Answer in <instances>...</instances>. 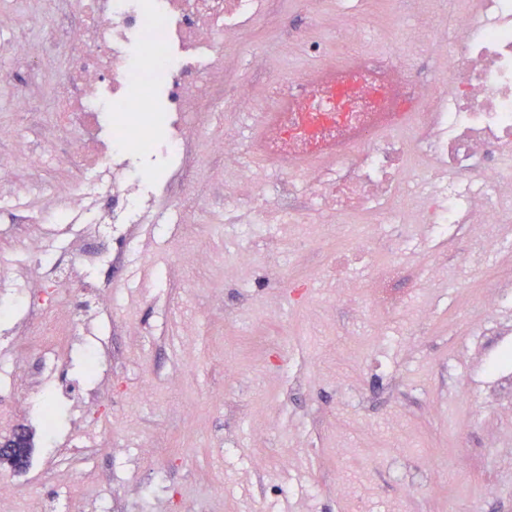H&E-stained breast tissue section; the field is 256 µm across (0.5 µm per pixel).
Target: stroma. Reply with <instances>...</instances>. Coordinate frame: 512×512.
Listing matches in <instances>:
<instances>
[{
  "label": "stroma",
  "mask_w": 512,
  "mask_h": 512,
  "mask_svg": "<svg viewBox=\"0 0 512 512\" xmlns=\"http://www.w3.org/2000/svg\"><path fill=\"white\" fill-rule=\"evenodd\" d=\"M40 34L35 18L0 12V77L28 75L5 41L35 46ZM166 135L149 132L152 148L135 161L154 178L125 224L113 223L108 194L80 220L57 223V190L73 178L64 165L49 163L39 194H27L26 157L47 150L46 126L0 145L26 194L23 210L0 205V366L15 361L27 304L46 297L51 270L33 261L38 244L76 264L108 236L112 258L85 286L120 290L112 314L86 302L66 365L34 355L23 367L35 388L0 383V416L11 418L0 439L21 425L32 432L29 466L0 465L17 508L41 500L47 512H70L58 493L86 489V457L111 477L95 493L114 512H512V389L487 368L512 348V251L486 244L475 224L443 240L425 224L360 221L340 225L326 253L311 252L297 225L253 234L225 221L221 161L197 185L212 215L168 224L164 205L183 175ZM358 236L370 261L345 258ZM393 245L408 264L440 259L447 280L398 289L402 312L371 303L364 288L334 303L340 279ZM190 252L209 260L190 263ZM275 267L287 287L271 285ZM495 291L504 299L492 308ZM146 382L149 401L139 396ZM90 410L102 432L87 454L73 436Z\"/></svg>",
  "instance_id": "35a3bbf8"
}]
</instances>
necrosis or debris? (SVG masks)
<instances>
[{
  "mask_svg": "<svg viewBox=\"0 0 512 512\" xmlns=\"http://www.w3.org/2000/svg\"><path fill=\"white\" fill-rule=\"evenodd\" d=\"M397 2L414 21L413 66L397 49L368 52L378 34L369 0L348 12L339 56H326L324 44L303 30H286V42L308 60H328L336 75L317 81L301 68L270 80L265 109L276 119L255 146L238 127L239 117L256 109L254 88L225 56L224 32L246 31L263 12L262 0H57L40 17L47 38L39 52L64 69L52 96L54 126L65 134L62 159L79 173L111 168L112 221L123 223L141 183L126 159L144 151L143 131L156 120L150 99L160 84L181 166L192 162L202 113H223L208 145L211 155L240 164L224 207L246 210L249 223L271 224L288 213L307 224L317 206L328 224L367 214L382 224L401 204L402 223L431 225L440 236L452 224H511L505 147L512 143V0H481L475 12L461 0ZM446 13L456 30L450 41L437 32ZM438 57L446 67L427 75ZM326 147L335 150L334 166L309 165ZM273 168L280 174L274 196ZM82 268L50 281L48 305L26 308L18 354L65 351L76 333L67 315L82 304ZM422 274L436 281L448 270L392 259L367 281L346 286L368 287L382 301Z\"/></svg>",
  "mask_w": 512,
  "mask_h": 512,
  "instance_id": "obj_1",
  "label": "necrosis or debris"
}]
</instances>
